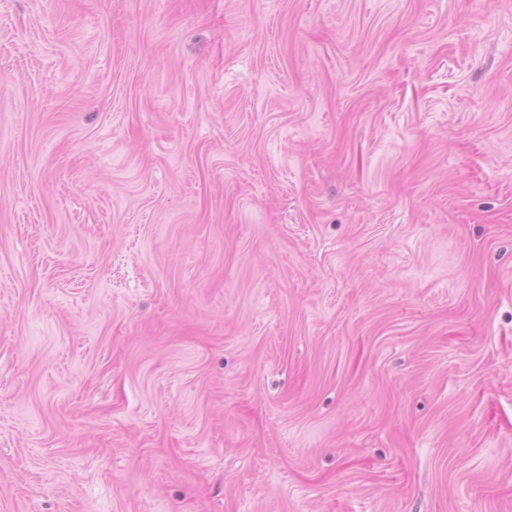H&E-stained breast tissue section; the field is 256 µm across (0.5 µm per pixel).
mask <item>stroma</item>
<instances>
[{"label":"stroma","instance_id":"35a3bbf8","mask_svg":"<svg viewBox=\"0 0 512 512\" xmlns=\"http://www.w3.org/2000/svg\"><path fill=\"white\" fill-rule=\"evenodd\" d=\"M0 512H512V0H0Z\"/></svg>","mask_w":512,"mask_h":512}]
</instances>
